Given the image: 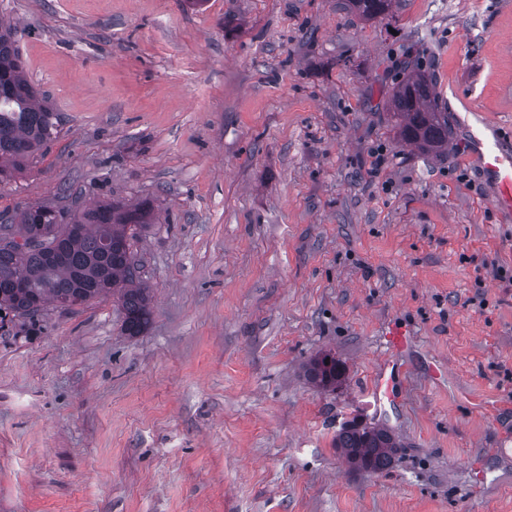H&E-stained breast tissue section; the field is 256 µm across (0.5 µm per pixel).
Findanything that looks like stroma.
<instances>
[{
  "label": "stroma",
  "instance_id": "1",
  "mask_svg": "<svg viewBox=\"0 0 512 512\" xmlns=\"http://www.w3.org/2000/svg\"><path fill=\"white\" fill-rule=\"evenodd\" d=\"M0 17L58 126L0 213L154 205L142 335L109 295L0 329V512H512V214L458 121L512 146V0H396L371 22L342 0ZM408 60L445 152L398 138ZM325 352L333 391L303 369ZM389 358L391 404L372 393ZM353 420L399 439L391 468L349 470ZM305 373L314 386L331 390L336 389L344 377L342 365L330 353L312 358L305 366Z\"/></svg>",
  "mask_w": 512,
  "mask_h": 512
}]
</instances>
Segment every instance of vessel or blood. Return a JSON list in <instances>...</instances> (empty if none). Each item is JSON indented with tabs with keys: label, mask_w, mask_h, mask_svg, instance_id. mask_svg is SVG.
I'll return each instance as SVG.
<instances>
[{
	"label": "vessel or blood",
	"mask_w": 512,
	"mask_h": 512,
	"mask_svg": "<svg viewBox=\"0 0 512 512\" xmlns=\"http://www.w3.org/2000/svg\"><path fill=\"white\" fill-rule=\"evenodd\" d=\"M469 137L486 178L491 182L498 210L512 211V154L503 150L496 135L486 128L470 130Z\"/></svg>",
	"instance_id": "b4317fda"
}]
</instances>
